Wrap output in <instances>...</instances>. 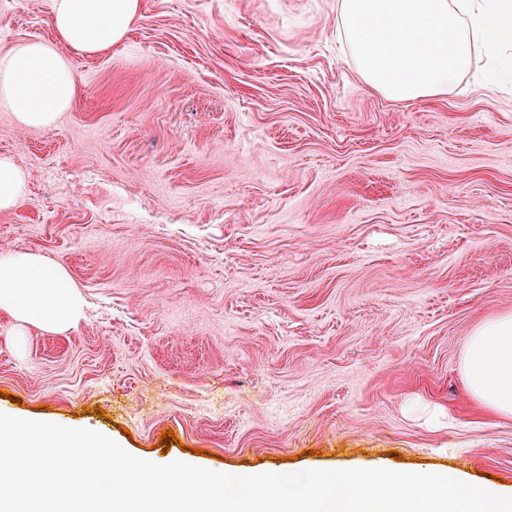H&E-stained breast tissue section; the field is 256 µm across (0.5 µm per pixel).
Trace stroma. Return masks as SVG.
I'll return each mask as SVG.
<instances>
[{"label": "stroma", "mask_w": 512, "mask_h": 512, "mask_svg": "<svg viewBox=\"0 0 512 512\" xmlns=\"http://www.w3.org/2000/svg\"><path fill=\"white\" fill-rule=\"evenodd\" d=\"M51 0H0V57ZM48 129L0 104L33 250L86 300L56 335L0 313V410L210 471L460 473L512 493V418L462 357L512 314V82L488 65L394 102L336 40V0H143L125 42L71 54ZM173 432L169 451L158 442Z\"/></svg>", "instance_id": "1"}]
</instances>
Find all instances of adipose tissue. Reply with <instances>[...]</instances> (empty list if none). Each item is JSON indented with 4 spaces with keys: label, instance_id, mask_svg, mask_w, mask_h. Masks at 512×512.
<instances>
[{
    "label": "adipose tissue",
    "instance_id": "ef3b65f1",
    "mask_svg": "<svg viewBox=\"0 0 512 512\" xmlns=\"http://www.w3.org/2000/svg\"><path fill=\"white\" fill-rule=\"evenodd\" d=\"M140 0H52L54 42L27 41L0 58V101L23 128H48L69 111L78 84L67 52L97 55L125 39ZM336 32L363 80L389 100L447 93L469 74L476 50L512 53V0H336ZM26 173L0 157V211L15 209ZM0 312L20 328L75 327L84 300L68 270L41 253L0 260ZM466 388L485 409L512 417V314L487 319L465 349Z\"/></svg>",
    "mask_w": 512,
    "mask_h": 512
}]
</instances>
